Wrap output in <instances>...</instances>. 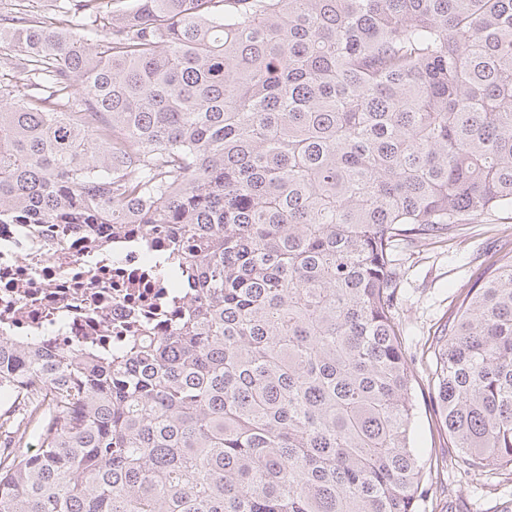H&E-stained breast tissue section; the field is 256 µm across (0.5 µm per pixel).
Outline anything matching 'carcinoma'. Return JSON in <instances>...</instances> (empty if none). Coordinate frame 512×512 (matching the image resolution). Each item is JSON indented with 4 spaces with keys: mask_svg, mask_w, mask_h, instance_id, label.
Masks as SVG:
<instances>
[{
    "mask_svg": "<svg viewBox=\"0 0 512 512\" xmlns=\"http://www.w3.org/2000/svg\"><path fill=\"white\" fill-rule=\"evenodd\" d=\"M0 51V223L159 227L194 302L0 335V512H415L396 248L512 212V0H0ZM429 350L512 477V241Z\"/></svg>",
    "mask_w": 512,
    "mask_h": 512,
    "instance_id": "carcinoma-1",
    "label": "carcinoma"
}]
</instances>
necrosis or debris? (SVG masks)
Returning a JSON list of instances; mask_svg holds the SVG:
<instances>
[{
  "mask_svg": "<svg viewBox=\"0 0 512 512\" xmlns=\"http://www.w3.org/2000/svg\"><path fill=\"white\" fill-rule=\"evenodd\" d=\"M169 247L133 224L0 223V334L106 356L170 333L191 297L157 273Z\"/></svg>",
  "mask_w": 512,
  "mask_h": 512,
  "instance_id": "1",
  "label": "necrosis or debris"
}]
</instances>
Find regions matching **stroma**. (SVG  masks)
<instances>
[{
	"label": "stroma",
	"instance_id": "obj_1",
	"mask_svg": "<svg viewBox=\"0 0 512 512\" xmlns=\"http://www.w3.org/2000/svg\"><path fill=\"white\" fill-rule=\"evenodd\" d=\"M512 234V214L496 212L458 225L448 240L403 252L399 305L402 343L414 375L416 417L411 445L423 465L425 496L417 512H490L497 498L512 496V483L489 492L484 477L463 479L458 452L450 448L435 421L427 381L428 341L454 317L468 285L482 279L502 240Z\"/></svg>",
	"mask_w": 512,
	"mask_h": 512
}]
</instances>
